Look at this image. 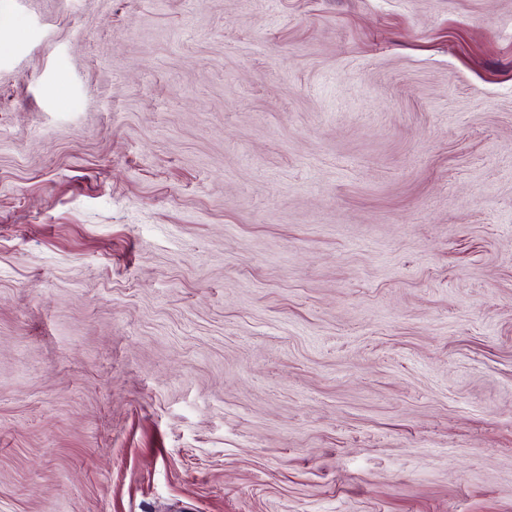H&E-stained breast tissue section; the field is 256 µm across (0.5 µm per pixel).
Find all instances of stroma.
I'll return each instance as SVG.
<instances>
[{"label": "stroma", "instance_id": "35a3bbf8", "mask_svg": "<svg viewBox=\"0 0 512 512\" xmlns=\"http://www.w3.org/2000/svg\"><path fill=\"white\" fill-rule=\"evenodd\" d=\"M0 512H512V0H0Z\"/></svg>", "mask_w": 512, "mask_h": 512}]
</instances>
